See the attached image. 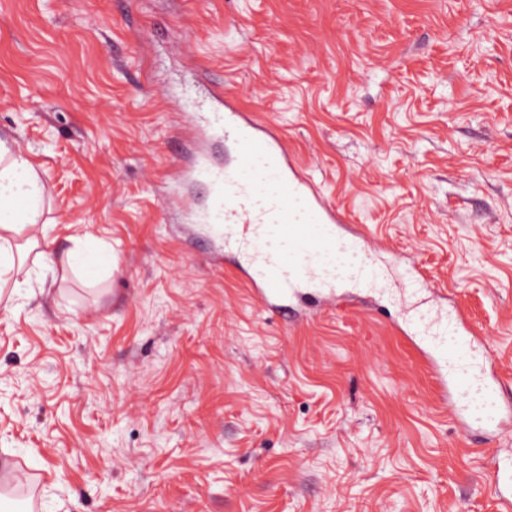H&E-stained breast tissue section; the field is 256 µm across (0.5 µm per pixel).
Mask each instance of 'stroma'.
Wrapping results in <instances>:
<instances>
[{
    "label": "stroma",
    "instance_id": "1",
    "mask_svg": "<svg viewBox=\"0 0 512 512\" xmlns=\"http://www.w3.org/2000/svg\"><path fill=\"white\" fill-rule=\"evenodd\" d=\"M466 311L512 384V0H0V140L49 249L0 309V489L32 512H496L492 449L385 315L267 318L177 221L212 83ZM102 252L95 249L87 239L76 237L73 239V247L60 259V271L69 270L79 273L85 268L103 264L109 271L117 270L119 260L108 255L102 258Z\"/></svg>",
    "mask_w": 512,
    "mask_h": 512
}]
</instances>
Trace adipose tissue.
Wrapping results in <instances>:
<instances>
[{"label": "adipose tissue", "instance_id": "ef3b65f1", "mask_svg": "<svg viewBox=\"0 0 512 512\" xmlns=\"http://www.w3.org/2000/svg\"><path fill=\"white\" fill-rule=\"evenodd\" d=\"M45 186L38 171L28 162L12 157L0 142V278L22 266L27 255L14 244L22 230L46 232L43 222ZM37 265L41 270L74 273L91 266L102 265L108 270L119 266L117 257L103 256L87 239L77 237L72 248L59 259L40 252Z\"/></svg>", "mask_w": 512, "mask_h": 512}]
</instances>
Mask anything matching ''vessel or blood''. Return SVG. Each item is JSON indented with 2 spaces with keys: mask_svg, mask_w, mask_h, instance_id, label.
I'll list each match as a JSON object with an SVG mask.
<instances>
[{
  "mask_svg": "<svg viewBox=\"0 0 512 512\" xmlns=\"http://www.w3.org/2000/svg\"><path fill=\"white\" fill-rule=\"evenodd\" d=\"M190 128L196 152L188 166L178 169L177 180L204 185L208 194L202 199L182 197V209L229 249L265 312L295 324L333 305L339 285L326 266L337 250L357 257L351 275L357 284L388 287L376 248L363 233L345 234L346 214L325 198L275 123L241 110L228 95L223 112L210 120L196 119ZM255 165L265 174L264 184L245 176ZM388 265L404 268L408 287L426 292L429 303L437 299L434 281L401 254H392ZM429 303L415 306L407 327L410 335L424 338L418 352L439 385L442 404L472 441L512 432V387L496 378L492 356L478 365L471 362L483 345L481 337L460 306H452L441 318L433 315ZM473 392L499 403L496 415L481 429L472 428L465 418L463 399Z\"/></svg>",
  "mask_w": 512,
  "mask_h": 512,
  "instance_id": "obj_1",
  "label": "vessel or blood"
}]
</instances>
